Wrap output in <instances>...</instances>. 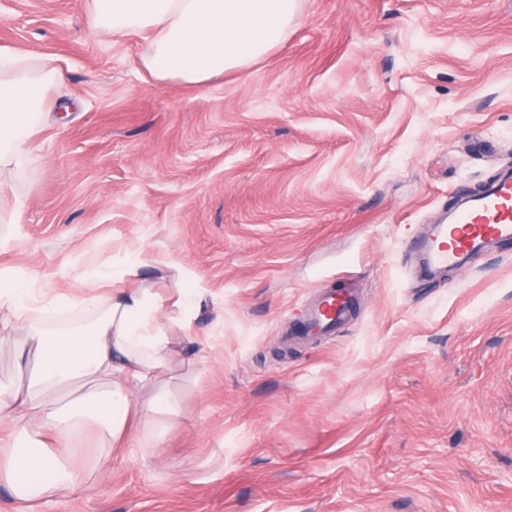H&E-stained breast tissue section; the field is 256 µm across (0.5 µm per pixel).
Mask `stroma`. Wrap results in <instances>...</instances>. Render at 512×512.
Masks as SVG:
<instances>
[{"label": "stroma", "mask_w": 512, "mask_h": 512, "mask_svg": "<svg viewBox=\"0 0 512 512\" xmlns=\"http://www.w3.org/2000/svg\"><path fill=\"white\" fill-rule=\"evenodd\" d=\"M0 48L62 72L0 268L79 295L137 251L205 290L163 448L90 445L35 512H512V241L435 276L406 250L512 169V0H301L201 86L84 0H0ZM343 287L349 321L297 335Z\"/></svg>", "instance_id": "stroma-1"}]
</instances>
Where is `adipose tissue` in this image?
<instances>
[{
  "label": "adipose tissue",
  "instance_id": "ef3b65f1",
  "mask_svg": "<svg viewBox=\"0 0 512 512\" xmlns=\"http://www.w3.org/2000/svg\"><path fill=\"white\" fill-rule=\"evenodd\" d=\"M299 0H86L87 23L102 35L146 36L142 65L160 83L202 85L256 63L285 43ZM62 80L52 56L0 49V173L25 168L33 136L51 107L48 90ZM139 261L122 274H102V288L84 299L93 312L83 327L53 330L33 320L59 297L38 301L28 281L0 271V328L17 333L18 348L36 351L25 390L0 381V483L34 506L75 488L74 466L86 433L103 448L117 447L131 419L149 435L148 456L163 444L171 412L165 374L177 350L173 327L188 329L204 290L186 274L169 279L166 293L126 285ZM148 392L137 402L140 392Z\"/></svg>",
  "mask_w": 512,
  "mask_h": 512
}]
</instances>
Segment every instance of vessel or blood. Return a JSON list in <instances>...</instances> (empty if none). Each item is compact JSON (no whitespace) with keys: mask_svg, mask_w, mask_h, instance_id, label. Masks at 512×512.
Segmentation results:
<instances>
[{"mask_svg":"<svg viewBox=\"0 0 512 512\" xmlns=\"http://www.w3.org/2000/svg\"><path fill=\"white\" fill-rule=\"evenodd\" d=\"M512 240V174L502 175L481 193L466 197L447 221L433 225L418 249L428 267L461 266L488 245ZM353 297L328 288L307 314L305 332L328 334L343 324Z\"/></svg>","mask_w":512,"mask_h":512,"instance_id":"obj_1","label":"vessel or blood"}]
</instances>
